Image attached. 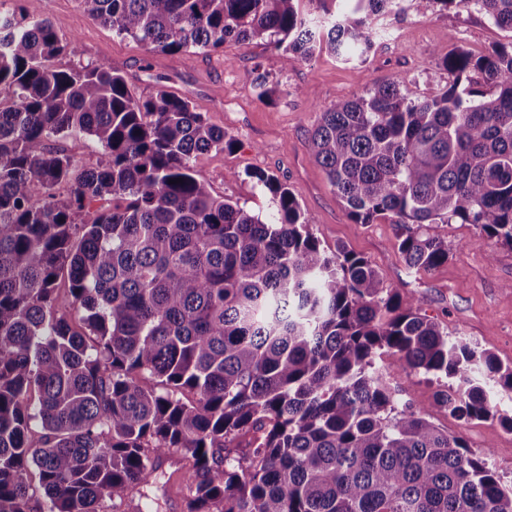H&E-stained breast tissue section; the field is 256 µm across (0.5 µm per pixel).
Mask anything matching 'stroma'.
<instances>
[{
	"instance_id": "1",
	"label": "stroma",
	"mask_w": 512,
	"mask_h": 512,
	"mask_svg": "<svg viewBox=\"0 0 512 512\" xmlns=\"http://www.w3.org/2000/svg\"><path fill=\"white\" fill-rule=\"evenodd\" d=\"M36 9L62 41L77 45L76 53L54 58V67L112 65L134 97L146 99L161 90L188 96L210 124L224 130L232 147L200 154L193 162L195 176L214 195L265 217L274 206L253 174L274 175L310 217L309 230L325 250L343 246L365 257L385 287L416 300L421 315L512 365V247L471 224H434L430 232L447 245V263L429 272L409 269L397 249L395 225L351 220L308 147L323 108L393 80L412 98L439 94L448 84L442 56L449 45L478 55L512 41V32L494 26L474 0L450 10L436 4L418 10L406 0L403 13L377 20L379 36L366 61L351 63L327 51L304 60L263 41L233 40L216 51L191 48L171 58L99 24L83 0H38ZM262 82L269 97L259 95ZM392 361L384 353L374 367L401 401L472 450L488 453L500 474L512 478V431L499 422L501 415L512 414V394L496 396L497 417L466 423L437 402L444 381L394 370Z\"/></svg>"
}]
</instances>
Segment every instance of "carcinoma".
I'll return each mask as SVG.
<instances>
[{
    "mask_svg": "<svg viewBox=\"0 0 512 512\" xmlns=\"http://www.w3.org/2000/svg\"><path fill=\"white\" fill-rule=\"evenodd\" d=\"M84 2L172 58L234 37L364 60L374 20L401 10L338 0L313 21L298 0ZM476 2L512 31V0ZM76 50L33 6L0 15V512H34L33 470L40 512L105 499L143 512L146 476L170 454L186 461L182 512H512V480L399 403L374 358L452 380L437 401L467 423L495 416L512 365L413 310L365 257L322 249L276 177L253 175L272 220L213 195L192 161L231 147L224 130L185 95L135 98L108 64L46 65ZM442 64V93L377 84L324 108L310 137L349 217L396 225L402 259L424 272L448 261L430 224L512 247V41L478 56L450 46ZM75 133L106 162L74 172L57 142ZM101 200L112 206L92 209ZM61 279L77 318L58 304ZM247 435L255 446L235 453Z\"/></svg>",
    "mask_w": 512,
    "mask_h": 512,
    "instance_id": "1",
    "label": "carcinoma"
}]
</instances>
